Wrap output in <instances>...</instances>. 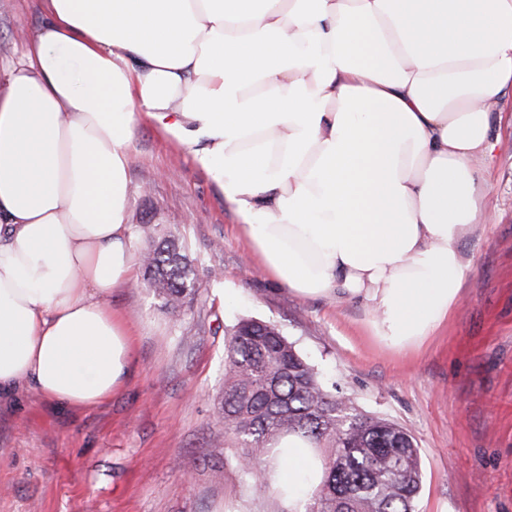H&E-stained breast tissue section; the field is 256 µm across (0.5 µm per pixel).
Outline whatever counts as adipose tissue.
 <instances>
[{
  "instance_id": "obj_1",
  "label": "adipose tissue",
  "mask_w": 512,
  "mask_h": 512,
  "mask_svg": "<svg viewBox=\"0 0 512 512\" xmlns=\"http://www.w3.org/2000/svg\"><path fill=\"white\" fill-rule=\"evenodd\" d=\"M0 69V390L92 408L127 381L130 146L188 147L265 269L342 293L380 345L420 348L472 269L493 109L512 97V0H42ZM273 477L307 490L311 443Z\"/></svg>"
}]
</instances>
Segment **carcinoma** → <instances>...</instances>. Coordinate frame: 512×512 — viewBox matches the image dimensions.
I'll list each match as a JSON object with an SVG mask.
<instances>
[{"mask_svg": "<svg viewBox=\"0 0 512 512\" xmlns=\"http://www.w3.org/2000/svg\"><path fill=\"white\" fill-rule=\"evenodd\" d=\"M141 259L163 307L177 312L196 298L195 266L175 240L152 241ZM218 418L259 496L268 488L265 466L281 452L278 442L296 434L314 444L324 465L305 512H414L422 468L413 436L327 390L315 366L270 321L241 318L230 328Z\"/></svg>", "mask_w": 512, "mask_h": 512, "instance_id": "obj_1", "label": "carcinoma"}]
</instances>
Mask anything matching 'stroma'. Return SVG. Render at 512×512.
Wrapping results in <instances>:
<instances>
[{
	"mask_svg": "<svg viewBox=\"0 0 512 512\" xmlns=\"http://www.w3.org/2000/svg\"><path fill=\"white\" fill-rule=\"evenodd\" d=\"M42 19L41 0H0L1 62L21 56ZM492 139L493 213L463 242L472 272L459 303L437 336L398 353L369 336L358 302L303 297L272 279L188 150L141 122L129 222L186 245L199 294L174 313L143 275L115 292L133 352L106 402L73 409L30 387L0 399V512H302L304 501L253 494L218 419L224 330L241 317L276 323L326 382L414 436L415 512H512V99Z\"/></svg>",
	"mask_w": 512,
	"mask_h": 512,
	"instance_id": "1",
	"label": "stroma"
}]
</instances>
